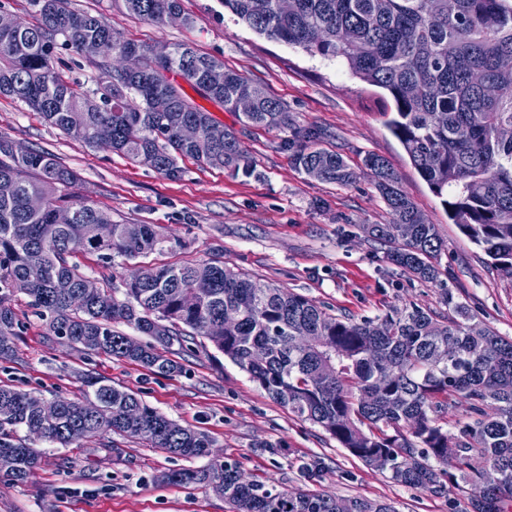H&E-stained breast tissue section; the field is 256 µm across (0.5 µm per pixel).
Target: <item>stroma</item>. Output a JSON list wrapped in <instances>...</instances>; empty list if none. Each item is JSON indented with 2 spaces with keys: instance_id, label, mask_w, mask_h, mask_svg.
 I'll return each mask as SVG.
<instances>
[{
  "instance_id": "obj_1",
  "label": "stroma",
  "mask_w": 512,
  "mask_h": 512,
  "mask_svg": "<svg viewBox=\"0 0 512 512\" xmlns=\"http://www.w3.org/2000/svg\"><path fill=\"white\" fill-rule=\"evenodd\" d=\"M74 9L101 17L129 42L167 47L188 43L260 85L290 112L296 126L316 130L322 147L351 167L365 154L386 158L420 214L444 241L440 281L413 279L387 258V244L368 232L390 221L370 179L341 186L308 176L284 148L286 132L243 126L236 113L206 102V109L235 130L251 171L202 166L187 159L173 179L124 156L93 149L49 126L24 103L0 98V135L20 147L53 153L77 175L69 193L111 214L119 223L154 224L174 241L171 251L116 263L114 287L132 266L220 260L261 282H274L315 300L336 315L357 319L415 304L444 311V290L477 321L512 338V278L452 224L439 198L412 166L386 126L382 89L349 77L302 49L257 34L221 0H181L191 26L158 27L123 13L114 0H71ZM18 295L20 321L12 359L0 360V384L46 399L76 397L93 374L134 392L181 425L209 434L215 453L238 463L266 486L394 503L398 512H464L467 491L435 494L400 486L342 448L320 426L270 399L248 375L210 343L178 354L182 372L160 375L141 365L85 355L46 334L44 322ZM101 448H68L32 440L41 464L21 482L0 475V512H232L212 490L160 480L186 467L140 438L112 436ZM317 463L316 472L307 464Z\"/></svg>"
}]
</instances>
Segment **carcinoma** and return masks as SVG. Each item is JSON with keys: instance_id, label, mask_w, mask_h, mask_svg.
Masks as SVG:
<instances>
[{"instance_id": "1", "label": "carcinoma", "mask_w": 512, "mask_h": 512, "mask_svg": "<svg viewBox=\"0 0 512 512\" xmlns=\"http://www.w3.org/2000/svg\"><path fill=\"white\" fill-rule=\"evenodd\" d=\"M129 14L165 25L179 0H119ZM35 25L0 29V96L25 103L51 126L92 148L117 152L177 178L180 162L240 168L246 161L237 133L188 97L197 94L239 113L245 126L292 130L285 141L294 161L323 182L346 185L372 178L391 214L372 234L390 244L388 258L424 283L439 281L441 238L399 187L382 156L368 153L359 170L318 146L319 134L295 126L285 107L242 74L197 53L171 47L158 75L151 46L122 39L100 18L70 0H29ZM239 20L268 38L388 93L387 121L411 163L440 199L448 217L512 277V0H221ZM97 68V87L79 94L54 66L57 45ZM199 135L185 141L180 127ZM112 129L102 141L97 131ZM73 171L52 153L20 148L0 135V359L15 351L18 321L12 302L24 285L28 306L46 321L47 335L91 354L138 362L163 375L182 371L170 358L192 353L196 338L248 374L269 397L323 428L336 442L391 481L440 493L470 487L466 512H512V338L473 321L444 290L453 315L414 304L359 321L327 312L308 297L254 280L222 261L164 264L151 281L136 275L121 288H102L112 305L82 288L87 275L70 262L81 251L97 256L110 281L115 258L133 261L166 248L154 224H117L83 202L68 200ZM69 209L70 224L56 212ZM109 224L106 241L98 225ZM198 280L212 284L196 301L183 296ZM122 323L143 342L117 329ZM74 399L55 398L61 413L46 423L38 396L0 385V453L14 458L6 476L18 482L39 462L19 433L67 447L111 434L150 436L152 447L198 467L162 475L168 483L220 484L234 512H396L383 501L314 492L277 491L251 479L236 463L212 457L214 440L182 426L103 377L88 375ZM470 421L448 454L445 416L456 401ZM498 473L488 486L484 474Z\"/></svg>"}]
</instances>
